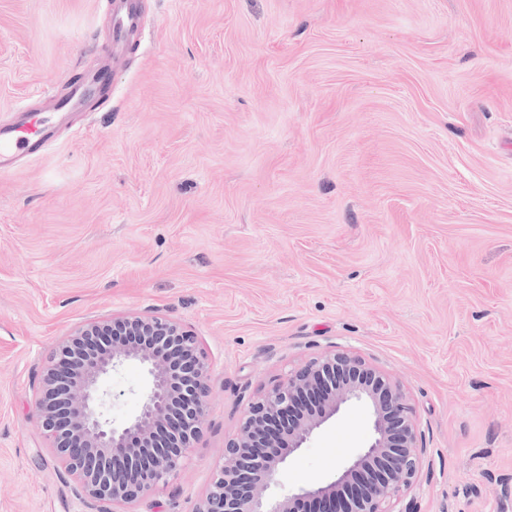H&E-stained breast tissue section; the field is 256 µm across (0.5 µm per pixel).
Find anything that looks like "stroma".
<instances>
[{
	"mask_svg": "<svg viewBox=\"0 0 512 512\" xmlns=\"http://www.w3.org/2000/svg\"><path fill=\"white\" fill-rule=\"evenodd\" d=\"M0 0V122L107 68L42 152L0 170V512H92L47 448L50 347L130 314L210 363L208 424L133 512H191L249 400L311 357L398 381L423 463L397 512H500L512 480V0ZM106 416L146 374L106 376ZM330 420L280 492L365 445ZM114 25L112 28V45L116 51L121 50L129 36L139 24L138 0H113Z\"/></svg>",
	"mask_w": 512,
	"mask_h": 512,
	"instance_id": "stroma-1",
	"label": "stroma"
}]
</instances>
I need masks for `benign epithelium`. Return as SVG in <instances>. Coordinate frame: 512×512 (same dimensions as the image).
Listing matches in <instances>:
<instances>
[{
	"instance_id": "7a95c632",
	"label": "benign epithelium",
	"mask_w": 512,
	"mask_h": 512,
	"mask_svg": "<svg viewBox=\"0 0 512 512\" xmlns=\"http://www.w3.org/2000/svg\"><path fill=\"white\" fill-rule=\"evenodd\" d=\"M142 366L147 391L123 426L105 417V376ZM209 365L200 342L173 320L134 315L93 322L60 340L42 372L37 416L64 473L97 512L127 507L180 471L206 428ZM371 425L367 446L330 482L276 494L287 459L347 405ZM425 448L401 386L363 359L330 352L305 362L248 402L237 434L192 512H393Z\"/></svg>"
}]
</instances>
